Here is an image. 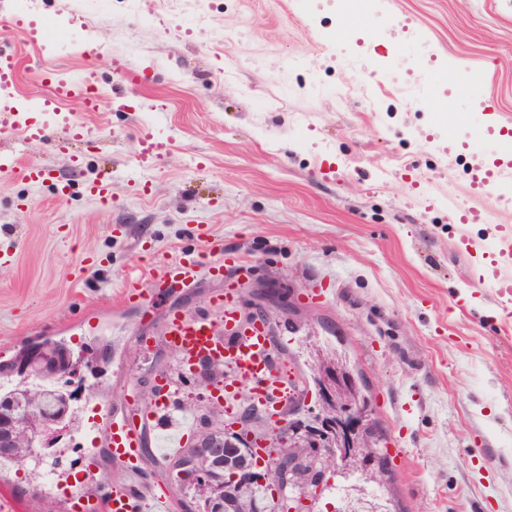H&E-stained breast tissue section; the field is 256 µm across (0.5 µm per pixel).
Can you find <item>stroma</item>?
Here are the masks:
<instances>
[{
    "instance_id": "obj_1",
    "label": "stroma",
    "mask_w": 512,
    "mask_h": 512,
    "mask_svg": "<svg viewBox=\"0 0 512 512\" xmlns=\"http://www.w3.org/2000/svg\"><path fill=\"white\" fill-rule=\"evenodd\" d=\"M19 2L0 0V50L19 63L0 93V155L49 174L32 183L0 170V361L66 342L85 387L75 409L136 412L150 454L132 474L104 436L64 441L69 476L46 484L13 467L0 493L19 512H40L46 493L61 505L103 498L118 482L183 497L151 454L160 439L190 445L206 422L229 418L195 382H178L165 324L176 312L219 320L215 297L249 293L236 275L203 272L145 311L119 284L221 248L293 310L290 326L269 311L279 366L312 381L322 350L360 369L400 506L512 512V314L488 281L500 256L465 249L512 225V201L481 190L474 171L512 160L501 126L512 118V0H378L352 20L339 0H227L189 33L175 20L181 0H141L135 14L120 0ZM387 62L395 80L381 87ZM50 70L93 75L101 100L27 112L45 135L23 139L9 114L49 94ZM64 116L89 138L62 141ZM147 133L167 149L139 168L131 159ZM106 170L117 192L105 206L84 185ZM474 208L490 222L453 217ZM161 375L193 413L155 419L142 393Z\"/></svg>"
}]
</instances>
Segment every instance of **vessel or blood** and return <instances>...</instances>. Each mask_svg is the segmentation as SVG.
I'll list each match as a JSON object with an SVG mask.
<instances>
[{"instance_id": "1", "label": "vessel or blood", "mask_w": 512, "mask_h": 512, "mask_svg": "<svg viewBox=\"0 0 512 512\" xmlns=\"http://www.w3.org/2000/svg\"><path fill=\"white\" fill-rule=\"evenodd\" d=\"M51 94L33 100L32 106L42 112L53 111L57 102L77 100L88 108L96 107L99 95L90 75L60 77L48 74ZM495 246L502 263L492 275L499 288H512V227L500 225ZM198 259L185 255L152 267L147 276H129L122 283L125 300H138L147 304L146 287H187L195 279ZM168 341L181 364L189 365L201 359L232 370L234 376L254 386V398L263 404L275 405L288 397L300 394L293 377L281 373L272 360L274 339L262 327H252L229 337L218 334L217 325L205 317H187L172 314L165 326ZM107 440L112 447L115 461L127 468H135L139 459L140 435L128 417L113 413L105 422ZM92 512H174L175 502L171 495L152 496L150 503H143L122 486L113 487L101 501L91 502Z\"/></svg>"}]
</instances>
